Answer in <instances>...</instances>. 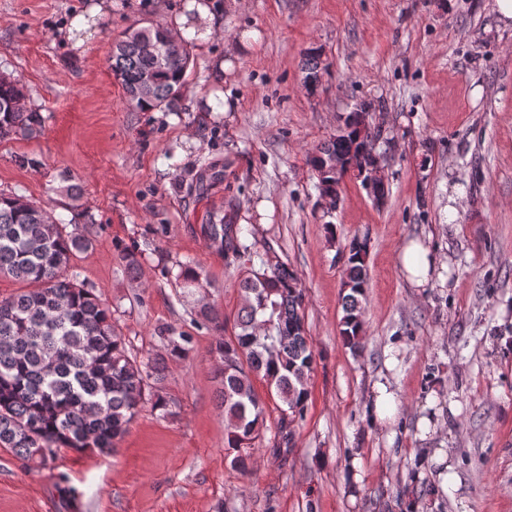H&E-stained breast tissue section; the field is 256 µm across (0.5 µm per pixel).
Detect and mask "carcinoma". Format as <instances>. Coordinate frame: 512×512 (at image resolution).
Wrapping results in <instances>:
<instances>
[{
  "mask_svg": "<svg viewBox=\"0 0 512 512\" xmlns=\"http://www.w3.org/2000/svg\"><path fill=\"white\" fill-rule=\"evenodd\" d=\"M159 32L151 25L128 27L114 43L110 69L129 100L143 111L168 108L181 95L190 62L188 48L173 56L164 50L149 53L148 42ZM154 75L152 89L140 93L144 75ZM23 99L17 81L0 73V140L36 132L32 113L16 107ZM358 130L335 135L319 156L347 155ZM201 235L226 263L245 264L248 247L239 228L213 215L201 225ZM91 245L86 230L54 218L45 207L0 192V277L26 284L15 295L0 298V447L21 459L54 456L60 448H96L110 452L145 404L166 418L175 415V401L164 392L168 366L157 357H131L114 325L113 312L72 270L75 253ZM342 298V335L356 348L363 331L362 299L367 284V242L350 240ZM126 273L136 277L141 252L120 248ZM205 271L188 260L178 264L175 280L183 293L195 294ZM243 302L235 315L234 338L215 344L220 361L215 373L217 396L224 408L225 450L234 463L248 468V449L261 437L264 407L250 374L261 376L281 400L278 436L291 437V428L304 417L307 379L313 351L303 317V294L297 274L288 264L262 262L240 280ZM202 324L224 330V310L201 305ZM161 343L175 357L192 349L185 333ZM46 453L38 454V449Z\"/></svg>",
  "mask_w": 512,
  "mask_h": 512,
  "instance_id": "cac0c4a2",
  "label": "carcinoma"
}]
</instances>
